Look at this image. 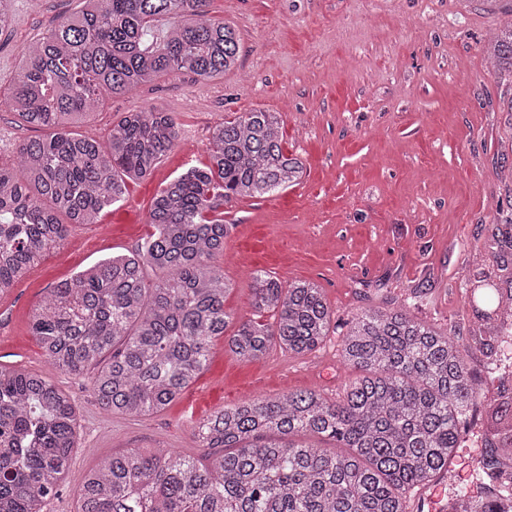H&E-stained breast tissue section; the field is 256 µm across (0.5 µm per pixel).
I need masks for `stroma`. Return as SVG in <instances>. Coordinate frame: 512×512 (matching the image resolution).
Here are the masks:
<instances>
[{
	"label": "stroma",
	"mask_w": 512,
	"mask_h": 512,
	"mask_svg": "<svg viewBox=\"0 0 512 512\" xmlns=\"http://www.w3.org/2000/svg\"><path fill=\"white\" fill-rule=\"evenodd\" d=\"M80 0H13L0 30V94L20 71L23 48ZM210 17L232 24L242 53L236 69L208 82L174 74L106 97L74 132L106 138L125 113L161 109L179 130L174 149L126 198L94 224L73 225L65 241L0 297V365L41 373L76 407V449L58 499L77 512L85 475L103 456L171 448L210 459L193 436L210 413L253 396L313 389L336 398L353 376L339 356L340 333L295 357L271 348L257 362L236 358L215 339L207 367L166 411L145 417L99 409L85 377L49 366L30 331L44 289L145 237L150 204L184 169L209 161L208 143L225 117L278 113L285 147L304 173L264 198L232 197L224 220L234 230L217 264L233 284L224 306L233 322L251 312V281L264 270L288 283L319 285L337 323L355 310L427 298L417 318L440 331H473L463 267L482 247L483 225L512 199V77L489 71L482 45L512 24V0H208Z\"/></svg>",
	"instance_id": "35a3bbf8"
}]
</instances>
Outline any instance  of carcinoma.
<instances>
[{
	"label": "carcinoma",
	"mask_w": 512,
	"mask_h": 512,
	"mask_svg": "<svg viewBox=\"0 0 512 512\" xmlns=\"http://www.w3.org/2000/svg\"><path fill=\"white\" fill-rule=\"evenodd\" d=\"M26 51L10 109L46 131L0 165V296L11 292L71 224H94L151 174L175 145L170 112H127L104 140L67 131L102 104L180 72L210 81L236 68L240 36L208 17L207 0H83ZM487 64L512 75V26L490 34ZM278 114L245 112L212 132L210 163L167 182L150 205L151 231L47 289L31 316L47 362L86 376L107 413L153 415L198 377L212 340L222 337L244 361L277 346L296 356L327 339L335 311L323 289L283 284L257 271L252 316L227 333L224 300L232 284L215 261L235 225L221 206L265 197L299 182L300 158L285 150ZM486 244L467 262L463 287L489 262L512 257V225L493 216ZM484 306L472 300L478 331L467 339L439 332L410 309H359L340 342L356 372L335 400L316 390L257 397L197 421L193 435L213 461L202 466L167 448L103 458L85 476L77 512H410L409 492L444 480L471 433L485 394L473 353L498 380L488 419L475 437L480 493L454 485L448 512H512V279L509 291L486 282ZM316 436L336 445L320 448ZM80 435L73 399L49 377L0 366V512H46L58 496Z\"/></svg>",
	"instance_id": "1"
}]
</instances>
